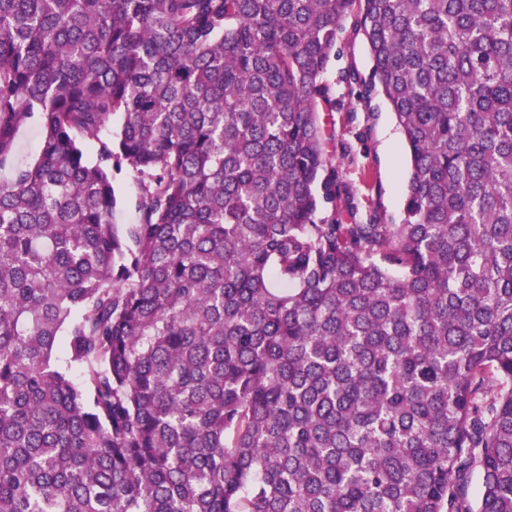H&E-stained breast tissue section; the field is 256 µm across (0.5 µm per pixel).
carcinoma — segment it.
Segmentation results:
<instances>
[{
	"mask_svg": "<svg viewBox=\"0 0 512 512\" xmlns=\"http://www.w3.org/2000/svg\"><path fill=\"white\" fill-rule=\"evenodd\" d=\"M351 13L398 224L320 215ZM3 168L0 512H512V0H0ZM38 126L36 118H33L19 129L15 141L16 164H28L37 155L40 142ZM112 184L117 198V206L112 214V223L116 224L117 230L121 233L128 224H137L139 221L140 185L128 171L114 174Z\"/></svg>",
	"mask_w": 512,
	"mask_h": 512,
	"instance_id": "obj_1",
	"label": "carcinoma"
}]
</instances>
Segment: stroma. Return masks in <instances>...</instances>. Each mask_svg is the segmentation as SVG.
Returning a JSON list of instances; mask_svg holds the SVG:
<instances>
[{
	"label": "stroma",
	"instance_id": "stroma-1",
	"mask_svg": "<svg viewBox=\"0 0 512 512\" xmlns=\"http://www.w3.org/2000/svg\"><path fill=\"white\" fill-rule=\"evenodd\" d=\"M371 67L367 43L353 17H346L327 72L334 107L320 115L324 149L336 168V217L343 224H397L402 218L409 159L389 105L364 90ZM112 184V222L122 231L139 221L140 185L127 171L114 175Z\"/></svg>",
	"mask_w": 512,
	"mask_h": 512
}]
</instances>
